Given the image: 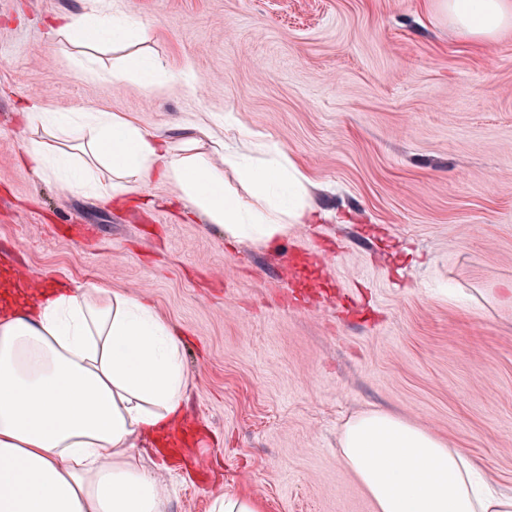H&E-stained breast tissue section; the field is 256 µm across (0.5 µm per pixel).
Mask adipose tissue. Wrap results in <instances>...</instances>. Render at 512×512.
I'll use <instances>...</instances> for the list:
<instances>
[{
    "instance_id": "adipose-tissue-1",
    "label": "adipose tissue",
    "mask_w": 512,
    "mask_h": 512,
    "mask_svg": "<svg viewBox=\"0 0 512 512\" xmlns=\"http://www.w3.org/2000/svg\"><path fill=\"white\" fill-rule=\"evenodd\" d=\"M439 7L477 42L512 31V0ZM57 33L92 49L150 41L154 27L101 9L69 17ZM25 123L22 152L34 172L97 196L115 200L160 179L226 237L259 243L313 221L309 179L277 146L265 166L230 150L218 167L202 125L171 143L123 113L58 121L35 104ZM228 169L239 188L226 183ZM187 385L180 338L142 301L98 285L49 294L29 286L21 302L0 306V512H166L167 490L136 442L181 422ZM340 447L377 512H512V493L483 490L462 449L390 414L350 420Z\"/></svg>"
}]
</instances>
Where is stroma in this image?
Here are the masks:
<instances>
[{
    "instance_id": "obj_1",
    "label": "stroma",
    "mask_w": 512,
    "mask_h": 512,
    "mask_svg": "<svg viewBox=\"0 0 512 512\" xmlns=\"http://www.w3.org/2000/svg\"><path fill=\"white\" fill-rule=\"evenodd\" d=\"M154 25L150 87L52 41L98 0H0V255L104 284L175 324L198 437L148 466L167 512L252 493L264 512H377L339 438L378 410L512 490V32L478 45L436 0H112ZM123 112L178 142L247 129L308 176L315 224L228 241L154 181L124 203L36 175L17 116Z\"/></svg>"
}]
</instances>
